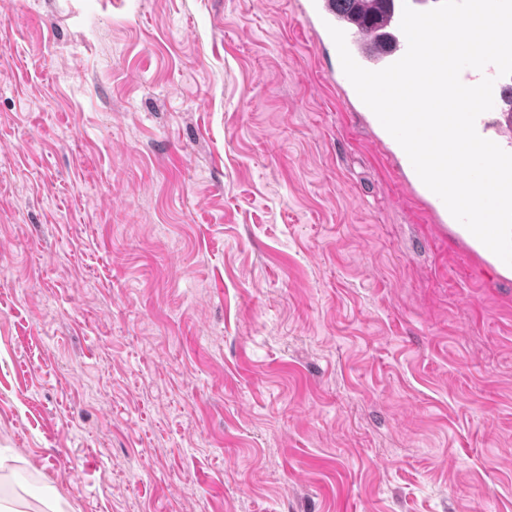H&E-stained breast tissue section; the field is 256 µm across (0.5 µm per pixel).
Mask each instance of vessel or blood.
Returning <instances> with one entry per match:
<instances>
[{
  "instance_id": "1",
  "label": "vessel or blood",
  "mask_w": 512,
  "mask_h": 512,
  "mask_svg": "<svg viewBox=\"0 0 512 512\" xmlns=\"http://www.w3.org/2000/svg\"><path fill=\"white\" fill-rule=\"evenodd\" d=\"M439 0H381L374 11L373 23H364L356 11L343 8L339 0H307L305 10L318 24H331L344 31L347 47L354 60L368 70H380L399 60L407 50L400 29L402 10L411 6L418 11L434 8ZM494 81V106L476 120L478 134L512 152V76L501 77L495 66L484 70L464 69L465 85L478 84L482 78Z\"/></svg>"
}]
</instances>
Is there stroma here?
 <instances>
[{"label": "stroma", "instance_id": "35a3bbf8", "mask_svg": "<svg viewBox=\"0 0 512 512\" xmlns=\"http://www.w3.org/2000/svg\"><path fill=\"white\" fill-rule=\"evenodd\" d=\"M305 2L0 0L13 512H512V275Z\"/></svg>", "mask_w": 512, "mask_h": 512}]
</instances>
